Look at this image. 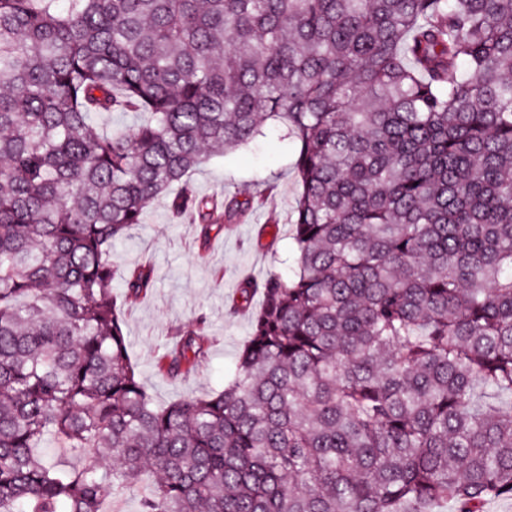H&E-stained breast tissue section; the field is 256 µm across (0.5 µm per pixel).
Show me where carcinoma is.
<instances>
[{"mask_svg": "<svg viewBox=\"0 0 512 512\" xmlns=\"http://www.w3.org/2000/svg\"><path fill=\"white\" fill-rule=\"evenodd\" d=\"M270 120L298 144L292 274L241 285L224 388L159 407L123 319L153 270L112 244L162 197L207 244L252 202L190 174ZM209 346L183 331L158 374ZM145 483L138 512L512 499V0H0V512Z\"/></svg>", "mask_w": 512, "mask_h": 512, "instance_id": "carcinoma-1", "label": "carcinoma"}]
</instances>
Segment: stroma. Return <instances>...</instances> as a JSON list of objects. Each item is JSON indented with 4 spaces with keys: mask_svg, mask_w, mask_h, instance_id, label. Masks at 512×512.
<instances>
[{
    "mask_svg": "<svg viewBox=\"0 0 512 512\" xmlns=\"http://www.w3.org/2000/svg\"><path fill=\"white\" fill-rule=\"evenodd\" d=\"M293 153L272 124L248 147L212 159L192 174L191 185L200 194L234 195L254 204L247 220L225 224L207 251L198 248L196 225L174 222L162 200L113 244L115 268L146 264L154 270L149 295L125 310V329L129 354L156 404L203 396L231 379L261 304L256 297L250 311L233 309L240 282L263 280L273 269L289 271L292 240L286 219L299 192ZM197 326L213 340L207 359L186 379L162 378L155 371L157 356L172 345L178 330Z\"/></svg>",
    "mask_w": 512,
    "mask_h": 512,
    "instance_id": "obj_1",
    "label": "stroma"
}]
</instances>
